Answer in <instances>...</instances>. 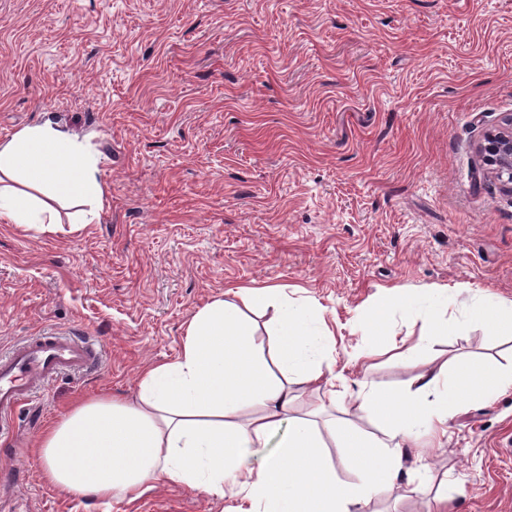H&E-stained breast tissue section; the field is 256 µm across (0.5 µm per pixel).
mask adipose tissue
<instances>
[{
	"mask_svg": "<svg viewBox=\"0 0 512 512\" xmlns=\"http://www.w3.org/2000/svg\"><path fill=\"white\" fill-rule=\"evenodd\" d=\"M97 164L52 122L28 127L0 144V221L55 230L62 201H101ZM271 309L272 334L255 339L245 307ZM456 304L447 289L398 301L436 333ZM467 316L512 335V303L488 292L472 297ZM335 340L314 304L284 289L239 287L190 320L171 361L145 369L133 400L77 402L40 438L43 476L64 491L100 500L139 497L147 484H177L223 497L241 480L250 512H355L399 475L398 448L419 437L438 441L450 411L489 405L512 389V366L473 370L462 363L416 377L412 393H377L359 383L361 411L376 415L382 437L343 420L325 424L291 414L296 390L336 401ZM254 416H245L248 408ZM348 448L353 482L341 481L324 454Z\"/></svg>",
	"mask_w": 512,
	"mask_h": 512,
	"instance_id": "ef3b65f1",
	"label": "adipose tissue"
}]
</instances>
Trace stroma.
<instances>
[{
	"label": "stroma",
	"instance_id": "35a3bbf8",
	"mask_svg": "<svg viewBox=\"0 0 512 512\" xmlns=\"http://www.w3.org/2000/svg\"><path fill=\"white\" fill-rule=\"evenodd\" d=\"M511 113L512 0H0V142L53 121L105 191L76 229L72 205L54 232L0 222V352L47 330L103 350L14 412L0 512H248L229 487L105 504L48 484L32 453L73 402L133 397L231 288L323 310L347 392L298 393L297 415L375 433L358 382L405 393L456 360L511 364L512 337L465 316L478 289L512 303V194L475 152ZM428 288L458 297L421 349L423 319L391 300ZM364 512H512V391L405 449Z\"/></svg>",
	"mask_w": 512,
	"mask_h": 512
}]
</instances>
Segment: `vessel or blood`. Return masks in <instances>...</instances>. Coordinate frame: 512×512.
I'll return each instance as SVG.
<instances>
[{"instance_id":"vessel-or-blood-1","label":"vessel or blood","mask_w":512,"mask_h":512,"mask_svg":"<svg viewBox=\"0 0 512 512\" xmlns=\"http://www.w3.org/2000/svg\"><path fill=\"white\" fill-rule=\"evenodd\" d=\"M100 359V349L73 334L50 331L16 344L0 355V424L59 374L88 373Z\"/></svg>"}]
</instances>
